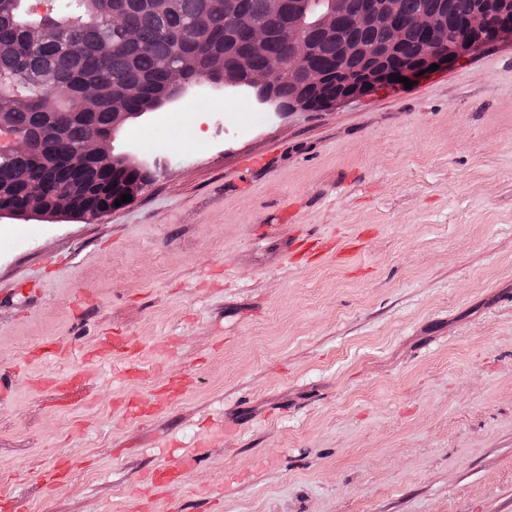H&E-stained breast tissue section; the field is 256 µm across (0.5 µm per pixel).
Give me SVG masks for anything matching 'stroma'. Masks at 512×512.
Segmentation results:
<instances>
[{"label":"stroma","instance_id":"1","mask_svg":"<svg viewBox=\"0 0 512 512\" xmlns=\"http://www.w3.org/2000/svg\"><path fill=\"white\" fill-rule=\"evenodd\" d=\"M251 103L187 95L203 141L151 150L159 112L130 120L114 154L164 164L103 218L0 220V505L512 512V42ZM306 237L354 249L299 263Z\"/></svg>","mask_w":512,"mask_h":512}]
</instances>
